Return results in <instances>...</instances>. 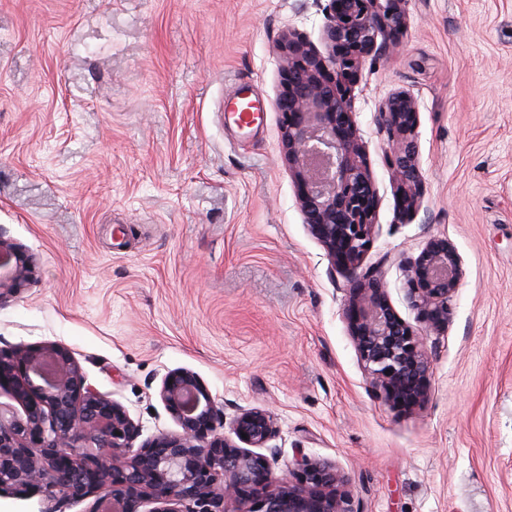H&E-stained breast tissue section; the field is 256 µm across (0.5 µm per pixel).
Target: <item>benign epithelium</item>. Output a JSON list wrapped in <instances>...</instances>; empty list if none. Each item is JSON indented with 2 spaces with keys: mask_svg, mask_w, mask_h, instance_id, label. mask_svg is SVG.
I'll return each mask as SVG.
<instances>
[{
  "mask_svg": "<svg viewBox=\"0 0 512 512\" xmlns=\"http://www.w3.org/2000/svg\"><path fill=\"white\" fill-rule=\"evenodd\" d=\"M407 0H329L325 53L289 31L277 42L283 66L276 100L281 143L297 184L310 234L332 266L346 274L343 316L371 387L387 402L419 405L428 394L432 352L427 336L448 327L450 304L464 278L448 239L431 236L413 265L407 296L424 324L403 321L382 274L362 268L377 224V192L347 99L346 82L369 57H388L406 22ZM387 132L386 160L403 209L421 189L415 137L417 102L407 91L378 108ZM33 257L0 236V305L30 282ZM0 493L31 491L45 512H68L94 498L89 512H354L347 478L335 466L303 458L281 477L260 450L269 448L277 418L243 408L224 428V412L193 371L162 379L159 397L178 430L135 446L139 428L126 409L97 391L71 352L55 343L0 348Z\"/></svg>",
  "mask_w": 512,
  "mask_h": 512,
  "instance_id": "benign-epithelium-1",
  "label": "benign epithelium"
}]
</instances>
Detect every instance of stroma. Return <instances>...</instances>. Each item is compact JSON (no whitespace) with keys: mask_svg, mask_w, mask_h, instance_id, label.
<instances>
[{"mask_svg":"<svg viewBox=\"0 0 512 512\" xmlns=\"http://www.w3.org/2000/svg\"><path fill=\"white\" fill-rule=\"evenodd\" d=\"M328 0H0V232L34 258L0 347L58 343L141 440L177 426L164 375L194 371L232 420L274 412L278 473L345 474L354 512H512V0H408L394 55L349 102L378 196L363 266L397 314L409 265L447 237L465 277L424 404L369 384L349 282L309 233L277 112L275 42L321 47ZM417 101L420 206L402 215L378 105Z\"/></svg>","mask_w":512,"mask_h":512,"instance_id":"1","label":"stroma"}]
</instances>
